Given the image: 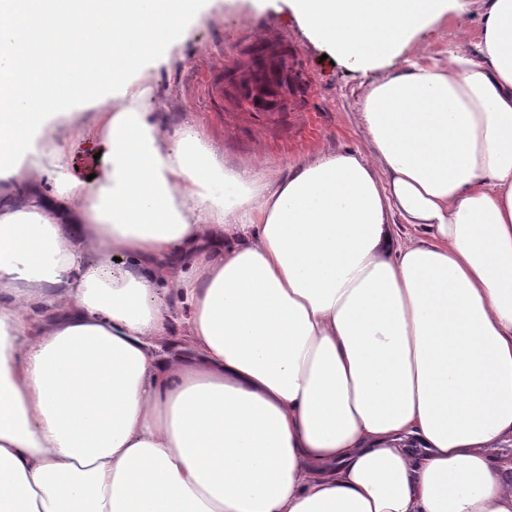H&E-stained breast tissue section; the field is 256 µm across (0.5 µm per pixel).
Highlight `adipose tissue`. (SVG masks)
I'll return each mask as SVG.
<instances>
[{"mask_svg": "<svg viewBox=\"0 0 512 512\" xmlns=\"http://www.w3.org/2000/svg\"><path fill=\"white\" fill-rule=\"evenodd\" d=\"M288 5L377 76L267 176L146 110L202 0H0V512H512V0ZM481 18L473 9L460 14L446 16L435 28L422 35L420 40L419 58L427 63L444 64L448 58V50L457 47L474 52L480 38ZM466 35L458 37L459 30ZM65 145L68 167L89 186L95 180V177L88 181L87 176L96 174L101 165L100 158L98 160L94 159V155L97 154L95 147L92 144L72 141L65 142ZM86 158H90L92 162L89 169L84 168Z\"/></svg>", "mask_w": 512, "mask_h": 512, "instance_id": "adipose-tissue-1", "label": "adipose tissue"}]
</instances>
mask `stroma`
I'll list each match as a JSON object with an SVG mask.
<instances>
[{
	"label": "stroma",
	"instance_id": "35a3bbf8",
	"mask_svg": "<svg viewBox=\"0 0 512 512\" xmlns=\"http://www.w3.org/2000/svg\"><path fill=\"white\" fill-rule=\"evenodd\" d=\"M481 18L469 10L445 17L422 35L418 55L445 63L450 50L474 51ZM287 33L295 51L301 88L278 123L234 111L214 97L207 78L232 83L247 60L250 38L266 31ZM367 75L340 61L316 41L286 0H208L191 22L168 63L146 71L149 112L170 132L193 124L203 144L216 147L225 166H248L261 174L284 172L305 156L362 146L360 99Z\"/></svg>",
	"mask_w": 512,
	"mask_h": 512
}]
</instances>
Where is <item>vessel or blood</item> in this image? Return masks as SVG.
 Segmentation results:
<instances>
[{"mask_svg": "<svg viewBox=\"0 0 512 512\" xmlns=\"http://www.w3.org/2000/svg\"><path fill=\"white\" fill-rule=\"evenodd\" d=\"M297 90V74L288 62L287 52L274 50L268 40L259 38L253 43L243 79L227 94L238 110L273 119Z\"/></svg>", "mask_w": 512, "mask_h": 512, "instance_id": "vessel-or-blood-1", "label": "vessel or blood"}]
</instances>
